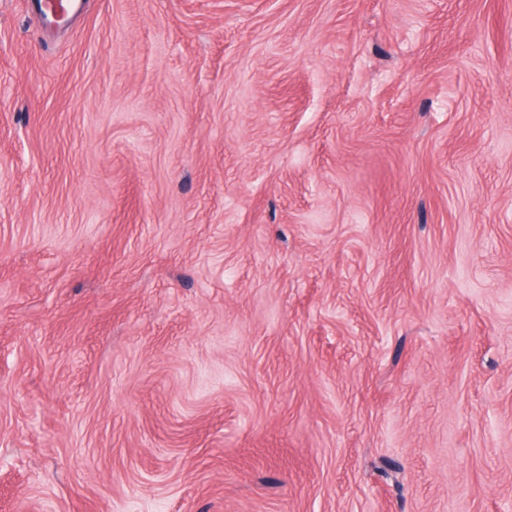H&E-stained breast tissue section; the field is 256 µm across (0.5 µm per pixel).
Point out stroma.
I'll return each instance as SVG.
<instances>
[{
	"label": "stroma",
	"mask_w": 512,
	"mask_h": 512,
	"mask_svg": "<svg viewBox=\"0 0 512 512\" xmlns=\"http://www.w3.org/2000/svg\"><path fill=\"white\" fill-rule=\"evenodd\" d=\"M0 0V512H512V0Z\"/></svg>",
	"instance_id": "obj_1"
}]
</instances>
